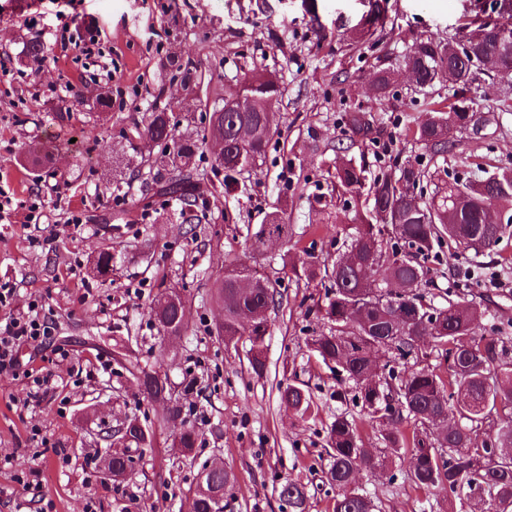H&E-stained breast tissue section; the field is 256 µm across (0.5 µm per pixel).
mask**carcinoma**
Here are the masks:
<instances>
[{
    "mask_svg": "<svg viewBox=\"0 0 512 512\" xmlns=\"http://www.w3.org/2000/svg\"><path fill=\"white\" fill-rule=\"evenodd\" d=\"M496 28L484 20L470 31L471 53L450 52L449 43L434 36H419L404 57L402 68L411 73L418 86L432 88L446 83L452 91L448 105L433 108L413 130L416 139L435 155L448 152V122L468 127L469 111L475 100L469 96L472 76L480 58L497 57L496 72L512 76V7L495 11ZM184 87L198 84L196 67L170 61ZM398 71L386 66L374 73V85L386 96L396 82ZM281 93L279 82L270 74L252 69L242 81L224 92V102L244 98L249 112H212L211 133L224 137V160L214 167L224 170V188L238 186L240 158L262 164L275 133L267 128L268 100ZM173 114L167 109L152 113L141 134L146 147L158 149L156 161L178 172L176 181L157 189L181 201L182 221L193 219L192 207L196 170L197 141L174 135ZM351 132L366 137L371 127L366 115L352 111L346 115ZM427 172L406 164L398 172L374 179L370 204L356 210L357 226L347 234L336 263L324 275L332 281L326 303L320 309L332 324L326 333L311 336L307 346L336 373L356 385L361 411L373 423L385 447L397 455H408V478L415 488L436 490L461 501L472 500L471 492L481 490L483 512H512V456L491 451L493 443L512 448V350L502 340L477 334L483 311L472 302L448 299L436 306L425 299L426 263L435 248L448 240L467 248L474 233L487 236L486 249L494 248L503 234L496 207L512 206V170L491 175L486 181L456 179L436 186L428 201H418L413 190ZM336 184L343 193L357 199L365 184V170L353 163L336 167ZM224 302V342L248 336L249 362L261 375L266 370L263 357L271 312L281 304L279 293L262 275L242 281L224 275L217 286ZM182 305H171L153 312L159 328L174 323ZM430 338L431 350L448 362V372L434 368H408L400 373L389 370L375 377L373 358L391 353L400 360L420 359V340ZM281 403L304 414L311 396L302 384L280 388ZM405 421L413 423L412 435L400 431ZM198 439L195 427L181 429L179 445L188 454ZM332 449L325 479L334 488L332 512H378V505L355 487L362 471L387 467V456L362 446L354 417L336 416L327 431ZM133 463L129 449L112 459V480L126 475ZM235 475L225 468H210L205 485L210 491L227 494ZM279 497L288 512H307L305 486L288 479L280 484Z\"/></svg>",
    "mask_w": 512,
    "mask_h": 512,
    "instance_id": "1",
    "label": "carcinoma"
}]
</instances>
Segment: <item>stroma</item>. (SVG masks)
Segmentation results:
<instances>
[{
  "label": "stroma",
  "mask_w": 512,
  "mask_h": 512,
  "mask_svg": "<svg viewBox=\"0 0 512 512\" xmlns=\"http://www.w3.org/2000/svg\"><path fill=\"white\" fill-rule=\"evenodd\" d=\"M378 12L376 35L354 39ZM73 16L83 28L61 45L55 36ZM478 16V0H26L22 8L0 0V285L13 291L0 319L35 301L49 326L45 347L20 350L22 375H0V512H189L202 468L216 462L236 476L224 512H288L275 493L288 479L306 486L308 512H328L335 491L323 471L336 415L355 417L365 447L382 441L353 389L307 347L329 329L318 305L330 279H297L288 259L332 265L354 230L356 203L336 191L335 164L376 175L410 162L438 181L512 170V77L478 70L471 95L482 125L454 130L442 157L412 131L429 101H447V84L427 100L403 77L383 99L371 87L376 65L401 64L414 35L460 41ZM31 42L43 52L23 60ZM170 58L197 65L194 90L164 69ZM102 64L116 70L106 85L95 78ZM252 68L276 74L284 90L269 103L278 134L249 189L227 193L203 130L226 86ZM103 91L112 97L104 117L89 107ZM165 105L177 135L199 141L194 224L178 218L180 201L157 195L170 174L140 138ZM352 110L369 119V138L348 129ZM44 152L47 166L23 164L24 154ZM280 196L292 236L253 252L246 238ZM74 214L80 225L69 224ZM500 216L499 246L441 250L428 264V291L438 304L458 295L480 305L478 335L506 337L512 347V213ZM103 249L112 254L107 277L92 271ZM240 264L261 269L282 295L260 375L247 338L228 347L215 333L223 312L213 286ZM171 290L186 303L187 324L169 341L151 309ZM135 364L167 374L178 417L166 419L139 393ZM31 369L53 381L28 407ZM295 377L313 394L305 418L278 399L279 385ZM129 417L153 430L154 444L115 481L104 475L105 435ZM187 422L199 437L186 458L173 443ZM36 430L50 448L33 439ZM32 470L41 484L23 489ZM408 470V458H396L359 485L380 512H474L472 503L416 490Z\"/></svg>",
  "instance_id": "1"
}]
</instances>
